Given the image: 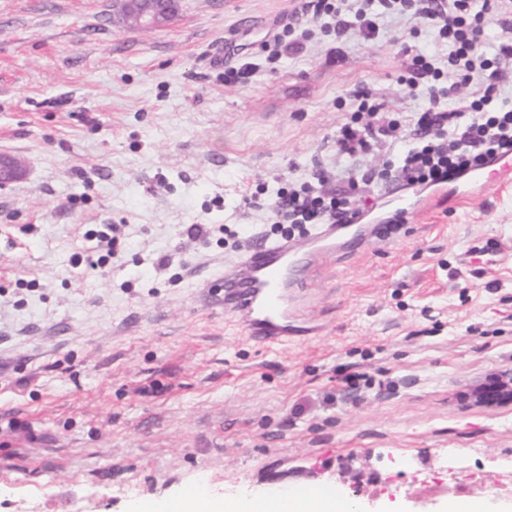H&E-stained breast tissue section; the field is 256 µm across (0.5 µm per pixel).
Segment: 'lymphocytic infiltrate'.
<instances>
[{
    "mask_svg": "<svg viewBox=\"0 0 512 512\" xmlns=\"http://www.w3.org/2000/svg\"><path fill=\"white\" fill-rule=\"evenodd\" d=\"M309 16L325 19L332 41L328 60L334 64L343 62L341 45L351 32L372 38L389 16L428 22L446 55L417 56L407 65L401 85L410 95H429L428 105L411 119L387 110L370 86L353 90L354 111L339 130L338 153L353 160L394 145L398 153L385 167L357 173L344 183L317 168L302 182L271 188V229L278 238L304 235L321 224L361 223L368 204L348 197L357 186L370 193L378 186L443 184L512 152V99L500 92L512 80V70L502 66L512 60V0H483L479 7L474 0H302L262 41L264 63H276L293 47V35ZM447 73L468 84L481 74L486 80L448 111L441 105L452 92L442 83Z\"/></svg>",
    "mask_w": 512,
    "mask_h": 512,
    "instance_id": "1",
    "label": "lymphocytic infiltrate"
}]
</instances>
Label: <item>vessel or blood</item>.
<instances>
[{
  "label": "vessel or blood",
  "instance_id": "obj_1",
  "mask_svg": "<svg viewBox=\"0 0 512 512\" xmlns=\"http://www.w3.org/2000/svg\"><path fill=\"white\" fill-rule=\"evenodd\" d=\"M512 177V156L469 170L465 180L473 186ZM362 227L323 224L313 233L290 241L255 245L233 269L224 273V311L234 316L246 339L265 347L287 343L294 331L295 312L288 291L306 287L312 274L336 258V237Z\"/></svg>",
  "mask_w": 512,
  "mask_h": 512
}]
</instances>
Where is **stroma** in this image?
<instances>
[{
  "mask_svg": "<svg viewBox=\"0 0 512 512\" xmlns=\"http://www.w3.org/2000/svg\"><path fill=\"white\" fill-rule=\"evenodd\" d=\"M295 0H182L169 27L117 26L112 0H0V512H132L197 485L230 500L330 487L360 512L512 504V402L478 403L512 371V184L409 214L314 282L285 349L247 341L219 286L270 213L256 184L344 172L336 132L364 82L407 116L399 83L439 48L387 19L329 64L323 20L246 85L233 64ZM404 35L407 53L393 40ZM223 226L220 237L187 233ZM123 227L97 273L88 230ZM358 371L355 393L339 376Z\"/></svg>",
  "mask_w": 512,
  "mask_h": 512,
  "instance_id": "35a3bbf8",
  "label": "stroma"
}]
</instances>
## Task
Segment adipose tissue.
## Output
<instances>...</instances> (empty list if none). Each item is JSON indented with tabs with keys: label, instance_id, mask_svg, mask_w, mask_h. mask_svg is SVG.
I'll return each mask as SVG.
<instances>
[{
	"label": "adipose tissue",
	"instance_id": "ef3b65f1",
	"mask_svg": "<svg viewBox=\"0 0 512 512\" xmlns=\"http://www.w3.org/2000/svg\"><path fill=\"white\" fill-rule=\"evenodd\" d=\"M136 512H353V506L347 501L320 494L294 496L279 493L236 503L188 490L161 506L139 504Z\"/></svg>",
	"mask_w": 512,
	"mask_h": 512
}]
</instances>
